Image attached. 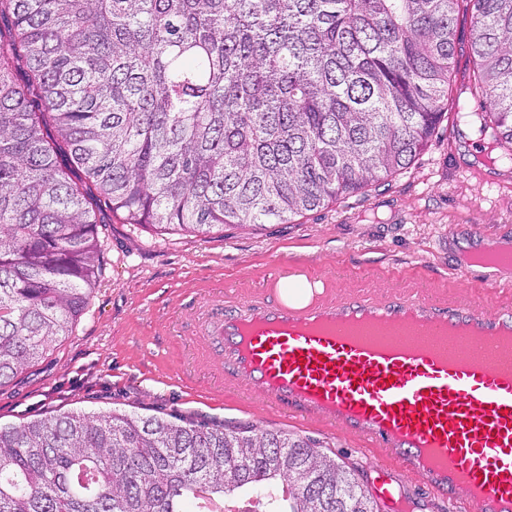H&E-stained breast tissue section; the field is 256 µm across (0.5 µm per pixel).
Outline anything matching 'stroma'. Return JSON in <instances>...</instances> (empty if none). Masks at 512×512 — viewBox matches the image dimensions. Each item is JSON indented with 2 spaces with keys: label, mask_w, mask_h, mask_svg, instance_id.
<instances>
[{
  "label": "stroma",
  "mask_w": 512,
  "mask_h": 512,
  "mask_svg": "<svg viewBox=\"0 0 512 512\" xmlns=\"http://www.w3.org/2000/svg\"><path fill=\"white\" fill-rule=\"evenodd\" d=\"M448 117L403 173L291 224L225 225L208 235L126 224L102 207L101 263L89 303L69 336L0 386V424L73 410L171 414L253 425L315 441L373 484L372 453L341 431L275 414L258 394L226 388L197 354L196 301L232 304L266 281L300 270L326 278L327 298L362 289L419 287L485 307L502 301V281L472 267L453 271L474 231L512 239V163L457 116L479 111L470 93L471 14L457 16Z\"/></svg>",
  "instance_id": "stroma-1"
}]
</instances>
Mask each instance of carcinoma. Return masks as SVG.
I'll list each match as a JSON object with an SVG mask.
<instances>
[{
  "label": "carcinoma",
  "mask_w": 512,
  "mask_h": 512,
  "mask_svg": "<svg viewBox=\"0 0 512 512\" xmlns=\"http://www.w3.org/2000/svg\"><path fill=\"white\" fill-rule=\"evenodd\" d=\"M460 0H0V385L69 335L127 224H283L408 168L445 117ZM472 5V116L512 145V0ZM80 175L71 177L72 171ZM379 512L280 432L125 412L0 425V512Z\"/></svg>",
  "instance_id": "1"
}]
</instances>
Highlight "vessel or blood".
<instances>
[{
    "mask_svg": "<svg viewBox=\"0 0 512 512\" xmlns=\"http://www.w3.org/2000/svg\"><path fill=\"white\" fill-rule=\"evenodd\" d=\"M365 323L461 327L484 349L451 357L438 343L368 340ZM507 331L510 300L489 310L406 290L298 304L274 279L211 308L203 351L278 413L341 428L373 451L386 474L379 496L398 512H420L418 484L447 495L448 512H512V350L492 347Z\"/></svg>",
    "mask_w": 512,
    "mask_h": 512,
    "instance_id": "obj_1",
    "label": "vessel or blood"
}]
</instances>
